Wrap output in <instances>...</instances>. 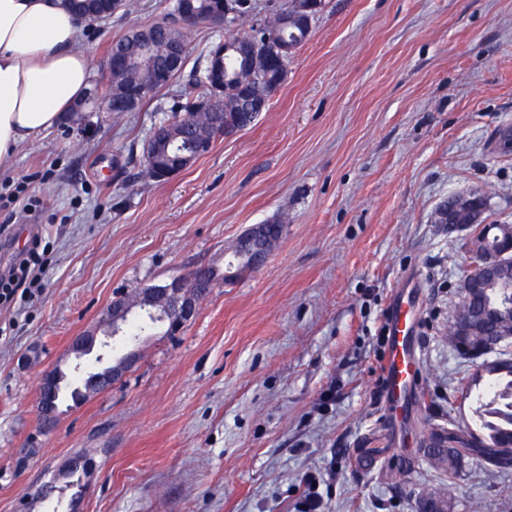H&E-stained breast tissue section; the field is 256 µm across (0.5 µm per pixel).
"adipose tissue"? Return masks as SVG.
<instances>
[{
  "mask_svg": "<svg viewBox=\"0 0 512 512\" xmlns=\"http://www.w3.org/2000/svg\"><path fill=\"white\" fill-rule=\"evenodd\" d=\"M83 22L63 0H0V164L56 128L90 88Z\"/></svg>",
  "mask_w": 512,
  "mask_h": 512,
  "instance_id": "adipose-tissue-1",
  "label": "adipose tissue"
}]
</instances>
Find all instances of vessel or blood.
Here are the masks:
<instances>
[{"label": "vessel or blood", "instance_id": "b4317fda", "mask_svg": "<svg viewBox=\"0 0 512 512\" xmlns=\"http://www.w3.org/2000/svg\"><path fill=\"white\" fill-rule=\"evenodd\" d=\"M389 343L381 378L387 407L405 404L420 378V367L411 346L412 324L403 298H395L388 314Z\"/></svg>", "mask_w": 512, "mask_h": 512}]
</instances>
